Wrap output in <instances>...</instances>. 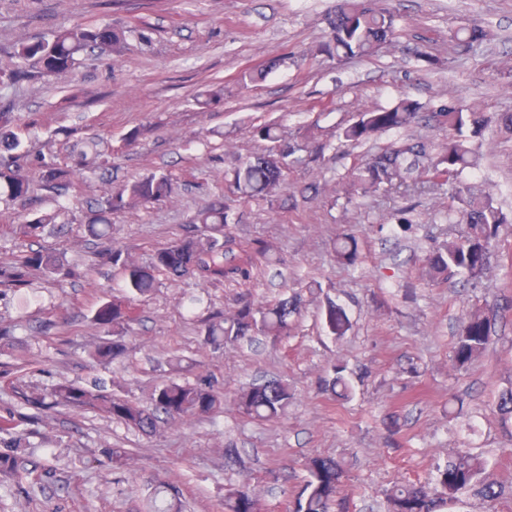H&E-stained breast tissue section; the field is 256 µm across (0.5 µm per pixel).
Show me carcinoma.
<instances>
[{"label":"carcinoma","mask_w":512,"mask_h":512,"mask_svg":"<svg viewBox=\"0 0 512 512\" xmlns=\"http://www.w3.org/2000/svg\"><path fill=\"white\" fill-rule=\"evenodd\" d=\"M328 39L321 43L315 56L342 61L371 58L391 44L396 35V15L374 0H337L336 10L328 18ZM131 29L119 25L76 27L65 29L50 41L18 40L13 43L7 59L0 64V86L18 80L37 82L45 77L74 68L84 52L97 49L120 56L126 49ZM490 41L489 32L477 24H464L448 30V43L458 55L470 54ZM281 61L274 60L262 69L243 73V85L264 81ZM13 112L0 109V194L11 202H22L32 190L28 174L30 162L17 152L20 142L15 132ZM512 133V112L490 114L476 105L464 106L453 98L422 104L407 96L386 107L364 105L347 122L336 128L334 137L315 119L300 127L299 136L286 139L276 123L256 129L257 136L267 142L265 149L244 160L231 173L229 187L238 202L262 200L276 209L297 205L295 195L283 196L288 176L296 169L320 167L325 151H339L343 146L357 147L377 140L384 134L414 129L407 137L382 148L365 163H356L345 172V204L365 197L400 198L405 206L392 210L389 220L411 211L407 204L426 194L448 187V210L444 214L450 224H464L467 230L450 235L437 244L426 257L421 278L428 283H441L454 278L470 282L487 270L493 242L507 216L497 205L493 194L483 185L470 180L475 167L470 142L483 137L491 125ZM437 128L446 137L436 142L421 133ZM74 162L56 155L35 161L42 189L55 195L68 186L79 167L98 163L100 152L93 137L74 141L71 146ZM170 196V179L164 174H147L134 181L111 184L97 206L85 215L84 231L98 240L112 239V215L135 210L140 206ZM230 205L211 203L198 209L185 225L184 232L169 245L155 251L143 263L126 249L110 247L99 253L100 262L120 273L130 292L151 293L158 286L157 276L172 278L191 276L200 283L225 280L247 281L259 259L267 257L269 246L260 242L234 249L228 231ZM63 226L52 218L41 216L16 226V232L37 239L54 234ZM337 256L353 262L357 257L356 239L341 234L334 242ZM92 267L79 268L63 261L53 251L38 247L0 263V294L19 290L37 276L67 281L83 277ZM304 307L298 293L283 294L271 300H242L228 312L216 311L201 321L199 333L210 345L236 343L255 335L278 341L290 334ZM512 309L505 301L492 309L475 307L462 321L452 346V361L465 368L484 353L491 343L492 321L498 314ZM325 324L335 336L345 334L348 326L343 308L329 299L325 305ZM93 321L105 333L90 356L105 367L129 352L126 336L135 321L129 304L110 299L97 307ZM346 365L338 362L323 380V389L335 398L349 397L350 383L345 376ZM17 404L33 409V414L19 418L0 416V431H7L17 422L40 423L57 410H90L104 415L128 429L151 433L157 428L159 415L170 419L205 416L222 405L220 392L206 379L194 383L171 379L155 389L151 406L147 407L107 389L96 379L86 385L62 380L44 391H35L19 380L10 382ZM295 400L294 387L281 378L267 380L240 392L235 405L238 411L260 421L282 418ZM502 421L512 422V389L499 394L495 404ZM307 478L293 501L291 512H350L351 496L344 484L345 469L336 459L316 455L305 462ZM486 462L467 451L455 453L444 465L435 468L430 482L394 486L387 493L388 512H441L455 501L462 491H473L490 504L503 496L502 488L485 476ZM21 465L14 453L0 452V480L20 476ZM170 489H154L151 512H171ZM224 512H260L257 494L248 484L228 490Z\"/></svg>","instance_id":"1"}]
</instances>
